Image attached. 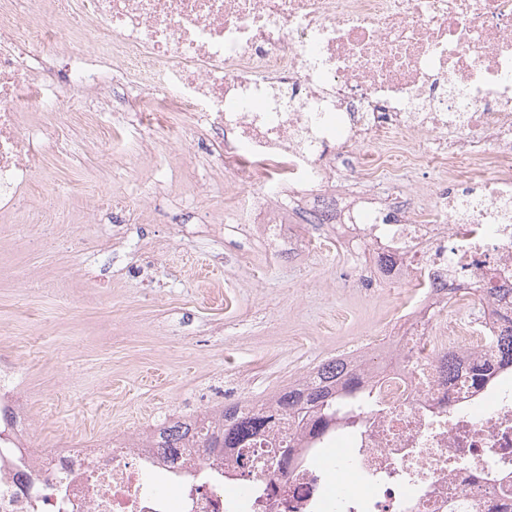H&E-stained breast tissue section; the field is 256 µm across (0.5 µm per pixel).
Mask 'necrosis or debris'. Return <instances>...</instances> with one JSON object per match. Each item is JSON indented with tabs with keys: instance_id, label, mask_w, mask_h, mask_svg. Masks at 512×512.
<instances>
[{
	"instance_id": "1",
	"label": "necrosis or debris",
	"mask_w": 512,
	"mask_h": 512,
	"mask_svg": "<svg viewBox=\"0 0 512 512\" xmlns=\"http://www.w3.org/2000/svg\"><path fill=\"white\" fill-rule=\"evenodd\" d=\"M57 2L0 0V212L46 222L31 193L43 150L20 116L46 113L54 140L92 135L93 112L70 100L89 88L135 116L141 152L212 133L225 176L263 189L249 230L292 254L335 228L398 313L344 353L360 390L339 391L327 427L281 416L220 456L82 421L36 450L1 348L0 512H512V368L491 346L512 328V0H90L82 15ZM83 27L93 51L71 52ZM50 80L68 111L47 104ZM161 108L179 124L154 123ZM371 143L385 153L366 156ZM400 148L480 193L416 205L385 177ZM348 178L359 190L336 194ZM464 299L477 316L448 318ZM335 446L345 495L317 460Z\"/></svg>"
}]
</instances>
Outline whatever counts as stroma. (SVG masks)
<instances>
[{
    "mask_svg": "<svg viewBox=\"0 0 512 512\" xmlns=\"http://www.w3.org/2000/svg\"><path fill=\"white\" fill-rule=\"evenodd\" d=\"M212 137L135 150L125 136L100 146L75 131L45 152V183L69 195L65 224L25 225L0 238V340L20 364L22 391L40 412L35 448L53 447L59 422L93 407L115 431L149 413L217 412L225 394L263 400L395 317L387 291L342 284L346 251L333 246L279 258L237 233L239 195L258 185L192 168ZM415 198L473 184L438 169H393ZM208 190L199 193L197 182ZM142 212L113 239L88 221L90 199ZM137 262L141 274L129 276ZM51 281L55 290H41Z\"/></svg>",
    "mask_w": 512,
    "mask_h": 512,
    "instance_id": "35a3bbf8",
    "label": "stroma"
}]
</instances>
